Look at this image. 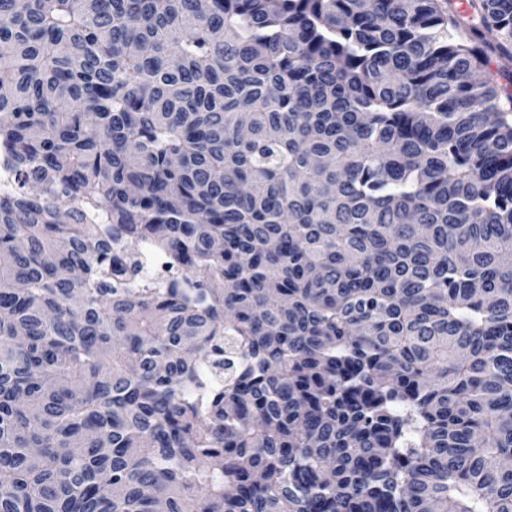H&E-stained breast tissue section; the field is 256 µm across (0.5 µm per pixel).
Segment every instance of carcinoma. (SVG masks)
I'll list each match as a JSON object with an SVG mask.
<instances>
[{
	"label": "carcinoma",
	"mask_w": 512,
	"mask_h": 512,
	"mask_svg": "<svg viewBox=\"0 0 512 512\" xmlns=\"http://www.w3.org/2000/svg\"><path fill=\"white\" fill-rule=\"evenodd\" d=\"M451 4L0 0V512H512V0Z\"/></svg>",
	"instance_id": "cac0c4a2"
}]
</instances>
